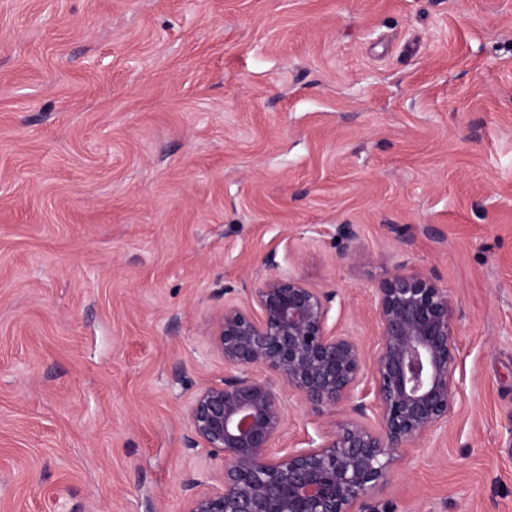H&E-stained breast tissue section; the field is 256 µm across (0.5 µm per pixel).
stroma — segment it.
<instances>
[{
  "label": "stroma",
  "instance_id": "1",
  "mask_svg": "<svg viewBox=\"0 0 512 512\" xmlns=\"http://www.w3.org/2000/svg\"><path fill=\"white\" fill-rule=\"evenodd\" d=\"M401 265L459 393L371 502L512 512V0H0V512H184L225 297L371 352Z\"/></svg>",
  "mask_w": 512,
  "mask_h": 512
}]
</instances>
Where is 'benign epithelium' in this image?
Returning <instances> with one entry per match:
<instances>
[{
	"instance_id": "1",
	"label": "benign epithelium",
	"mask_w": 512,
	"mask_h": 512,
	"mask_svg": "<svg viewBox=\"0 0 512 512\" xmlns=\"http://www.w3.org/2000/svg\"><path fill=\"white\" fill-rule=\"evenodd\" d=\"M335 293L273 276L244 307L213 320V344L230 374L187 411L192 442L222 453L213 485L186 512H386L369 502L405 449L448 422L459 382L448 292L403 266L378 291V347L328 324ZM281 386L325 421L303 446L275 453L288 409Z\"/></svg>"
}]
</instances>
